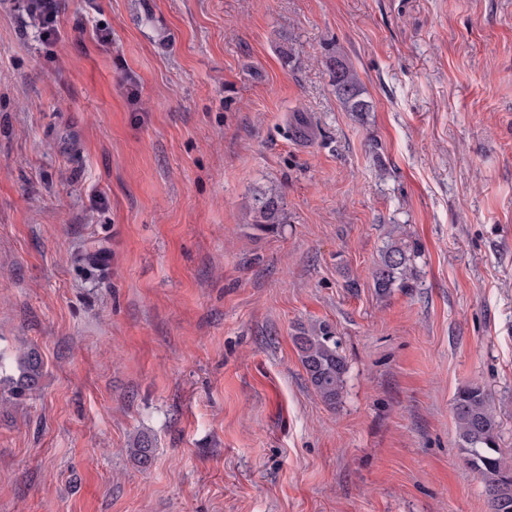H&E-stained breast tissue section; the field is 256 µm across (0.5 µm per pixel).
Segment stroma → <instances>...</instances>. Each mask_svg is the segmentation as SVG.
Masks as SVG:
<instances>
[{
  "instance_id": "obj_1",
  "label": "stroma",
  "mask_w": 512,
  "mask_h": 512,
  "mask_svg": "<svg viewBox=\"0 0 512 512\" xmlns=\"http://www.w3.org/2000/svg\"><path fill=\"white\" fill-rule=\"evenodd\" d=\"M58 21L44 41L0 0V349L44 361L0 394V512H490L452 402L480 382L512 450V0ZM338 55L369 112L337 99ZM270 192L282 221L255 223ZM398 224L417 273L384 296ZM321 321L333 410L292 339ZM294 331L293 341L308 382L326 406L336 409L348 370L336 330L319 322L301 324ZM5 354L0 352V386L17 397L26 396L36 390L43 376V360L36 350H30L17 360L18 375H7L8 364ZM153 440L148 435L138 436L130 447V456L143 468L148 467L153 457Z\"/></svg>"
}]
</instances>
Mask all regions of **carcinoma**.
Masks as SVG:
<instances>
[{"label":"carcinoma","instance_id":"carcinoma-1","mask_svg":"<svg viewBox=\"0 0 512 512\" xmlns=\"http://www.w3.org/2000/svg\"><path fill=\"white\" fill-rule=\"evenodd\" d=\"M336 97L349 112L369 111V102L357 71L341 58L334 59L331 69ZM258 224L280 223L278 197L270 195L259 200L256 208ZM407 233L386 244L379 254L373 271L374 287L385 296L394 288L408 287L415 275V248L406 241ZM293 341L307 380L315 394L334 409L341 401L347 374V362L336 330L319 322L295 327ZM43 360L31 350L17 360L18 375L8 374L4 353L0 352V386L22 397L36 390L43 376ZM452 411L456 424L458 447L466 465L475 472L482 484L491 512H512V453L499 445L500 422L489 395L479 382L473 381L456 392ZM153 440L148 435L134 439L130 456L141 467L152 462Z\"/></svg>","mask_w":512,"mask_h":512}]
</instances>
